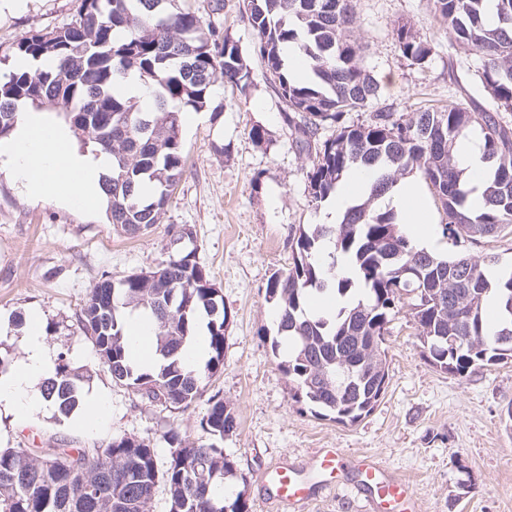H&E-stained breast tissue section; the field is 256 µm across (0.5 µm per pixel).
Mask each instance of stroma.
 Masks as SVG:
<instances>
[{
  "label": "stroma",
  "instance_id": "stroma-1",
  "mask_svg": "<svg viewBox=\"0 0 512 512\" xmlns=\"http://www.w3.org/2000/svg\"><path fill=\"white\" fill-rule=\"evenodd\" d=\"M353 6V31L367 70L381 82L383 102L407 117L425 104L491 107L474 58L433 22L432 0H353ZM75 9L76 0H24L17 9L0 0V56L29 31L70 22ZM404 23L436 44L423 65H408L398 50L394 30ZM249 65L247 90L216 82L220 117L202 111L183 123L186 171L148 234L118 233L99 210L30 200L0 171V350L13 362L25 359L27 328L10 320L39 310L44 324L57 328L45 345L84 374V393L103 396L107 405L106 424L91 431L53 407L23 419L0 407V448H79L131 435L150 441L165 459L170 432L201 438L206 400L184 412L148 403L113 381L77 322L99 279L156 266L175 249L169 227L188 224L230 314L224 365L207 391L220 393L238 420L222 446L237 467L232 490L244 494L250 512H279L260 480L267 467L283 460L304 465L322 448L343 449L351 468L299 512H367L365 495L353 489V465L363 458L409 481L419 512H512V430L503 422L512 405V363L454 378L431 365L403 310L385 342L387 389L369 415L341 424L292 400V384L271 351L276 306L266 287L275 272L288 269L300 225L322 223L323 212L307 187L311 157L295 151L260 61L250 58ZM257 125L266 131L259 142L250 135ZM218 144L223 153L215 152Z\"/></svg>",
  "mask_w": 512,
  "mask_h": 512
}]
</instances>
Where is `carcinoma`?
Here are the masks:
<instances>
[{"mask_svg":"<svg viewBox=\"0 0 512 512\" xmlns=\"http://www.w3.org/2000/svg\"><path fill=\"white\" fill-rule=\"evenodd\" d=\"M79 0L75 19L49 31L21 37L3 56L42 61L36 69L0 73V138L15 123L20 102L63 113L82 144L112 155L104 179L107 221L127 235L161 223L186 165L181 138L182 109L223 112L212 87L222 80L241 90L250 82L246 52L206 16L220 0ZM435 20L448 38L473 56L497 110L512 111V0H433ZM246 17L254 41L250 52L281 102V119L296 148L315 154L306 172L311 202L326 201L342 177L357 166L375 167L370 195L352 206L339 224L300 227L292 265L271 277L268 298L277 304L276 333L294 344L279 368L294 385L292 398L319 417L354 424L370 414L385 393L388 373L384 339L393 317L408 306L424 354L441 371L467 378L480 369L512 361L499 351L497 336L512 335V274L492 282L487 254L459 251L449 259L417 248L391 209L377 205L381 192L409 174L419 175L448 222L442 234L472 244L512 236V127L491 112L457 103L424 105L406 118L391 104L369 121L350 124L346 115L381 98L379 81L363 64L362 46L350 38L355 24L351 0H248ZM401 56L422 65L432 46L406 24L394 29ZM295 46L312 62L313 78L295 80L284 51ZM135 74L157 88L155 108L143 112L113 91ZM479 127L489 162L483 206H471L456 147ZM332 134L321 137L322 131ZM349 258L356 278H326L318 256L325 242ZM412 273H406V269ZM331 284L340 296L363 287L365 297L339 308L330 319L310 311L312 291ZM502 302L504 321L490 330L485 301ZM142 310L156 323L159 363L142 369L130 363L125 346L128 310ZM209 317V358L198 369L179 358ZM78 320L96 355L116 383L165 410L186 411L199 400L205 381L224 363L229 320L220 289L196 257L178 250L158 265L113 283L104 278L90 290ZM84 377L68 365L41 384L43 396L68 417L82 403ZM205 440L190 444L177 433L163 461L155 447L131 436L84 448H63L71 467L40 448L0 449V512H150L158 486L169 512H249L244 494L226 500L220 489L236 476L235 461L217 442L237 429L224 398H208L200 420Z\"/></svg>","mask_w":512,"mask_h":512,"instance_id":"obj_1","label":"carcinoma"}]
</instances>
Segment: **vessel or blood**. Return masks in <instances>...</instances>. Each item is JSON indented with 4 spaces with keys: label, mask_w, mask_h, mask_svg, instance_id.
I'll use <instances>...</instances> for the list:
<instances>
[{
    "label": "vessel or blood",
    "mask_w": 512,
    "mask_h": 512,
    "mask_svg": "<svg viewBox=\"0 0 512 512\" xmlns=\"http://www.w3.org/2000/svg\"><path fill=\"white\" fill-rule=\"evenodd\" d=\"M347 459L341 449H322L305 466L294 467L285 462L268 467L262 484L269 498L285 507L304 504L319 489L331 486V479L340 473ZM360 488L373 490L368 500L370 512H380L383 505L394 504L399 512H416L415 493L411 484L375 462L360 460Z\"/></svg>",
    "instance_id": "b4317fda"
}]
</instances>
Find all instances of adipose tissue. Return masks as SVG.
I'll return each instance as SVG.
<instances>
[{
	"label": "adipose tissue",
	"instance_id": "ef3b65f1",
	"mask_svg": "<svg viewBox=\"0 0 512 512\" xmlns=\"http://www.w3.org/2000/svg\"><path fill=\"white\" fill-rule=\"evenodd\" d=\"M457 159L468 178L473 206H481L488 172L482 151L464 139L457 146ZM0 164L31 199H52L79 207L107 203L103 182L112 170L111 156L91 146L79 147L69 128L51 119L44 109L19 106L12 132L0 139ZM376 179V170L352 171L327 202L330 220L340 221L357 199L370 192ZM381 200L394 209L398 223L406 225L408 236L418 247L433 245L434 218L419 178L401 180ZM27 322L26 360L0 375V406L22 417L41 407L32 388L51 377L54 368V357L41 338V313L30 312Z\"/></svg>",
	"mask_w": 512,
	"mask_h": 512
}]
</instances>
